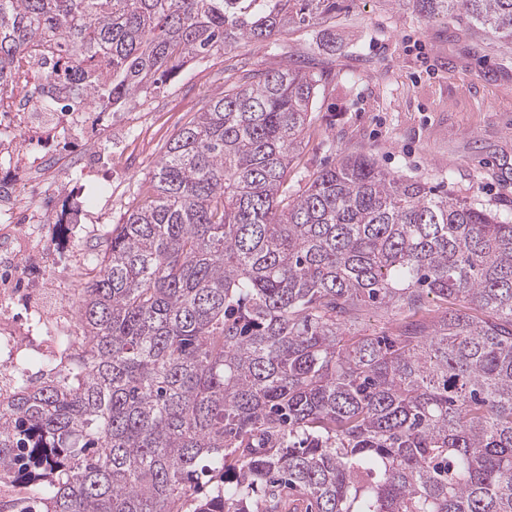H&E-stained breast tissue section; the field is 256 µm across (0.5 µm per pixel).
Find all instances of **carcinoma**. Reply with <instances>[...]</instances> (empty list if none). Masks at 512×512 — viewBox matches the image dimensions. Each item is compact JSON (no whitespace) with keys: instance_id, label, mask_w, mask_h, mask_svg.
Here are the masks:
<instances>
[{"instance_id":"carcinoma-1","label":"carcinoma","mask_w":512,"mask_h":512,"mask_svg":"<svg viewBox=\"0 0 512 512\" xmlns=\"http://www.w3.org/2000/svg\"><path fill=\"white\" fill-rule=\"evenodd\" d=\"M512 48V0H414ZM336 0H0L117 112ZM317 79L243 69L90 260L80 335L0 399L20 512H512V220L345 155L288 173ZM396 335L358 330L368 308ZM213 492L196 496L198 479Z\"/></svg>"}]
</instances>
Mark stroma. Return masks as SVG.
<instances>
[{
  "instance_id": "obj_1",
  "label": "stroma",
  "mask_w": 512,
  "mask_h": 512,
  "mask_svg": "<svg viewBox=\"0 0 512 512\" xmlns=\"http://www.w3.org/2000/svg\"><path fill=\"white\" fill-rule=\"evenodd\" d=\"M291 57L323 72L292 168L294 188L340 156L364 153L385 170L512 218V51L455 20L423 19L413 0H336L311 24L188 61L160 92L113 113L83 165L58 168L59 188L81 182L89 194L102 188L97 173L111 170L112 208L90 232L57 226L70 248L51 265L30 258L17 268L14 313L31 334L20 355L25 369L41 370L37 356L48 345L35 310L76 304L81 256L105 248L166 142L236 82L240 68L264 71Z\"/></svg>"
}]
</instances>
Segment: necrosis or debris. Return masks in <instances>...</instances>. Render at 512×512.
<instances>
[{
  "mask_svg": "<svg viewBox=\"0 0 512 512\" xmlns=\"http://www.w3.org/2000/svg\"><path fill=\"white\" fill-rule=\"evenodd\" d=\"M56 41L45 40L25 48L11 65L7 91L0 93V215L11 224H76L80 210L61 202L54 190L52 170H40L31 160L29 144L51 141L60 131H79L87 137L88 148L96 143L90 134L104 123L106 114L96 104L59 112L57 98L73 95L74 85L66 78L50 79L58 59ZM43 199L41 210L27 207L30 195ZM14 294L10 276L0 277V396L14 389L22 367L18 362L25 349V332L19 329L10 303Z\"/></svg>",
  "mask_w": 512,
  "mask_h": 512,
  "instance_id": "obj_1",
  "label": "necrosis or debris"
}]
</instances>
